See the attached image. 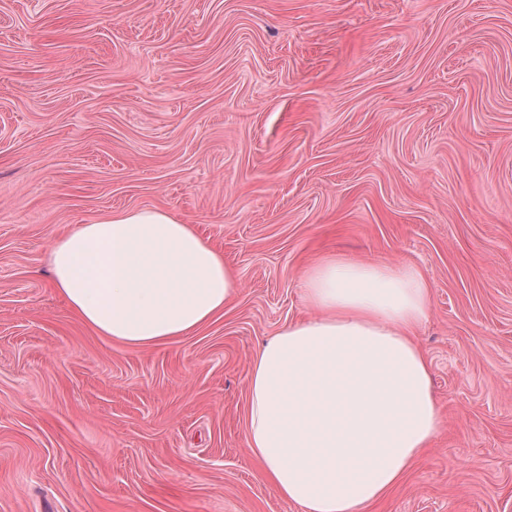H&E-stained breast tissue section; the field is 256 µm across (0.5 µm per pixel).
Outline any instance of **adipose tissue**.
Masks as SVG:
<instances>
[{"label":"adipose tissue","instance_id":"ef3b65f1","mask_svg":"<svg viewBox=\"0 0 512 512\" xmlns=\"http://www.w3.org/2000/svg\"><path fill=\"white\" fill-rule=\"evenodd\" d=\"M52 286L99 335L152 348L191 335L237 292L234 269L160 209L128 210L66 234ZM309 318L253 356L246 444L301 512H366L417 462L440 426L413 334L429 311L415 267L346 256L305 272Z\"/></svg>","mask_w":512,"mask_h":512}]
</instances>
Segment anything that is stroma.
Returning a JSON list of instances; mask_svg holds the SVG:
<instances>
[{
	"label": "stroma",
	"mask_w": 512,
	"mask_h": 512,
	"mask_svg": "<svg viewBox=\"0 0 512 512\" xmlns=\"http://www.w3.org/2000/svg\"><path fill=\"white\" fill-rule=\"evenodd\" d=\"M153 208L238 294L137 350L49 256ZM329 253L430 293L441 425L368 512H512V0H0V512H299L247 451L248 373Z\"/></svg>",
	"instance_id": "stroma-1"
}]
</instances>
